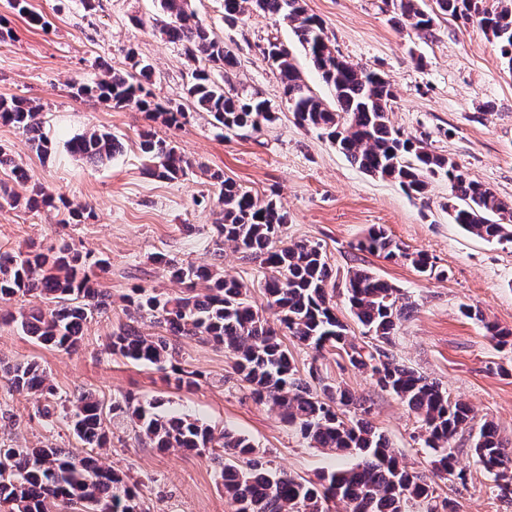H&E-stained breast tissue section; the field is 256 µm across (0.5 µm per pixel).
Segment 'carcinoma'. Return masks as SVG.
<instances>
[{"label":"carcinoma","mask_w":512,"mask_h":512,"mask_svg":"<svg viewBox=\"0 0 512 512\" xmlns=\"http://www.w3.org/2000/svg\"><path fill=\"white\" fill-rule=\"evenodd\" d=\"M393 21L425 32L436 13L472 21L497 43L502 62L512 73V0H433L435 9L422 8L424 0H391ZM12 8L31 26L43 17L28 9L26 0H11ZM250 6L264 15L288 22L297 44L332 92L333 105L316 96L296 67L294 50L268 41L264 54L276 72L293 115L304 127L318 130L364 173L393 180L410 197L421 196L429 180L443 175L453 199L452 220L465 231L487 241L512 244V202L497 196L488 186L473 180L449 157L428 148L416 137L406 136L390 124L393 98L390 81L382 74L344 59L325 34L322 21L307 12L303 0H224V20L233 23ZM156 20L162 38L180 45L201 62L191 73L186 95L196 109L209 113L227 129L255 128L275 119L265 99L225 90L224 81L237 65L233 53L199 22L191 0H159ZM130 70L112 71L104 78L77 88V94L99 103L135 105L148 114L163 111L166 120L178 124L187 118L180 109H162L146 87L152 65L128 53ZM0 120L28 136L35 150L46 155L54 149L42 131L39 111L22 97L0 98ZM66 152L91 164L112 160L122 150L112 133L88 131L71 138ZM140 149L157 178L185 177L193 164L155 134L140 133ZM0 169L12 175L16 185L31 188L21 198L0 183V198L8 204H25L31 212L54 207L64 212L63 222L79 224L86 208L72 206L32 183L33 176L12 156L0 150ZM210 178L218 185L217 202L223 207L222 223L211 261L182 263L156 257L171 280L184 286L177 294L136 288L126 298L127 321L112 331V354L155 366L166 373L167 385L191 390L199 373L175 363L182 339L207 342L228 351L233 369L250 388L253 400L279 412L281 419L314 448H326L338 456H355L350 468L338 467L311 482L287 474L276 476L266 468L251 441L232 430L216 428L188 415L162 410V400L146 404L129 397L111 402L82 392L70 400L65 412L73 434L91 450L111 446L114 430L133 425L142 445L166 451L179 449L209 454L218 463L224 497L233 512H457L449 499L438 500L426 477L401 463L388 438L367 418L364 402L339 386H313L299 376L277 331L249 299V288L224 272V245L260 261L268 308L289 335L322 353L326 347L345 353L351 366L368 373L377 385L406 404L425 434L423 447L438 470L456 474L459 448L455 436L472 433V450L483 468L494 476L497 497L512 501V446L491 423L475 426L470 406L451 398L442 386L418 371L396 362L390 354L399 323L408 304L400 290L366 270L347 272L345 297L351 315L370 340L353 342L347 325L336 314L329 285L333 270L318 243L281 240L287 213L276 201L262 199L219 173ZM358 250L387 259L409 262L417 272L431 276L436 269L427 254L411 251L395 241L381 225L372 226L358 242ZM106 260L92 261L68 248L57 251L0 252V304L19 296L40 303L15 312L0 310V324L12 325L35 343L69 352L75 349L84 326L94 313L108 308L106 295L93 287V268ZM160 329L147 334L139 325ZM490 340L512 351V329L484 324ZM0 372L12 393L44 399L43 416L53 415L55 387L48 373L31 361L0 363ZM10 512H149L142 509L137 484L92 455L76 458L62 448H29L22 444L0 447V505Z\"/></svg>","instance_id":"cac0c4a2"}]
</instances>
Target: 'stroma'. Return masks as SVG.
Returning a JSON list of instances; mask_svg holds the SVG:
<instances>
[{
    "label": "stroma",
    "instance_id": "1",
    "mask_svg": "<svg viewBox=\"0 0 512 512\" xmlns=\"http://www.w3.org/2000/svg\"><path fill=\"white\" fill-rule=\"evenodd\" d=\"M304 6L322 19L347 61L391 81L389 119L395 129L423 139L472 179L512 199V75L491 38L475 25L442 14L426 32L395 24L390 0H304ZM28 7L43 15L46 28L30 26L0 0L8 29L0 43V96L23 97L38 106L55 151L38 154L21 130L2 122L0 150L49 193L90 208L93 216L66 224L57 209L33 213L0 200V252L68 246L106 259V271L94 278L111 305L87 324L79 348L70 353L42 348L15 327L0 325L1 361H37L61 403L80 392L108 401L129 394L144 403L165 395L166 411L247 436L276 473L314 481L324 471L351 465V458L310 447L275 411L256 404L222 348L181 341L182 363L206 378L191 393L166 389L161 370L131 363L106 348L112 330L125 320L122 298L132 288L179 291L156 263L157 255L209 261L221 208L208 174L219 171L259 197L277 199L288 213L284 240L320 243L337 279L363 268L406 294L412 310L400 324L392 349L396 360L468 402L476 423L493 422L512 442V352L494 347L483 328L488 320L512 329V245L486 242L451 222L446 178H432L424 197H409L398 183L361 171L318 131L298 125L263 56L267 41L294 44L285 21L248 9L230 26L224 21V0H192L198 19L237 58L232 88L267 99L275 113L259 128L227 130L188 103L185 88L195 64L155 29L158 0H96L91 10L81 0H28ZM130 51L153 65L149 88L154 98L183 105L188 123L170 126L133 106L110 108L76 96L75 85L97 81L105 69L126 70ZM144 128L176 145L197 172L175 181L149 175L138 148ZM93 129L120 138L123 153L103 165L70 157L65 141ZM375 225L409 250L426 252L441 276L426 278L408 262L357 250V242ZM224 268L249 287L255 306L265 308L258 262L228 246ZM465 304L479 310L481 319L462 315ZM282 341L300 374L316 368L326 383L366 401L374 425L440 498L451 499L459 512H512V503L493 494L492 477L472 455L467 434L456 438L461 477L439 476L422 451L414 415L400 400L337 352L317 357L290 336ZM41 405L37 397L9 393L0 379V442L85 455L67 420L48 421ZM103 462L138 484L150 512H232L219 467L208 456L161 452L129 433L113 443Z\"/></svg>",
    "mask_w": 512,
    "mask_h": 512
}]
</instances>
